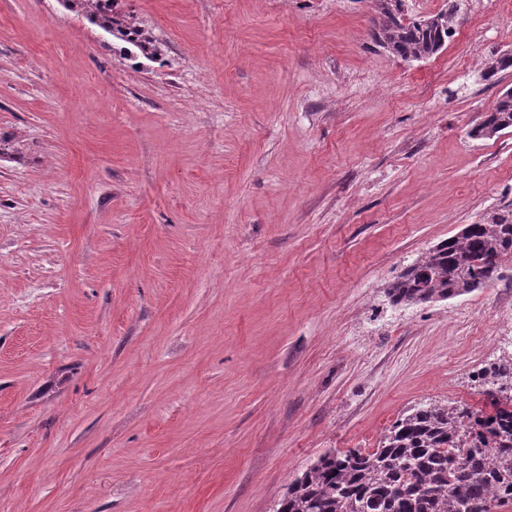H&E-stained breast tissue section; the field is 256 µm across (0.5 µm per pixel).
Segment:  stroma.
<instances>
[{
  "mask_svg": "<svg viewBox=\"0 0 512 512\" xmlns=\"http://www.w3.org/2000/svg\"><path fill=\"white\" fill-rule=\"evenodd\" d=\"M155 61L0 0V512H273L327 450L483 407L512 278L404 308L512 186V0L407 62L377 0H121ZM503 93L493 108L485 112L481 121L471 129V138L490 139L512 132V94L505 96Z\"/></svg>",
  "mask_w": 512,
  "mask_h": 512,
  "instance_id": "1",
  "label": "stroma"
}]
</instances>
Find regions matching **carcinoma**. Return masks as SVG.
Instances as JSON below:
<instances>
[{"mask_svg":"<svg viewBox=\"0 0 512 512\" xmlns=\"http://www.w3.org/2000/svg\"><path fill=\"white\" fill-rule=\"evenodd\" d=\"M401 0H378L374 38L390 54L419 61L437 54L453 32L457 5L439 22L407 20ZM63 6L122 44L126 53L153 60L162 49L152 33L118 0H63ZM512 68L491 57L483 77ZM512 132V95H500L470 131L473 139ZM512 259V200L482 222L416 258L390 282L393 305L412 306L470 294L499 277ZM501 393L489 410L456 403L414 407L387 429L371 452L330 450L288 485L273 512H494L512 503V354L489 371Z\"/></svg>","mask_w":512,"mask_h":512,"instance_id":"carcinoma-1","label":"carcinoma"}]
</instances>
